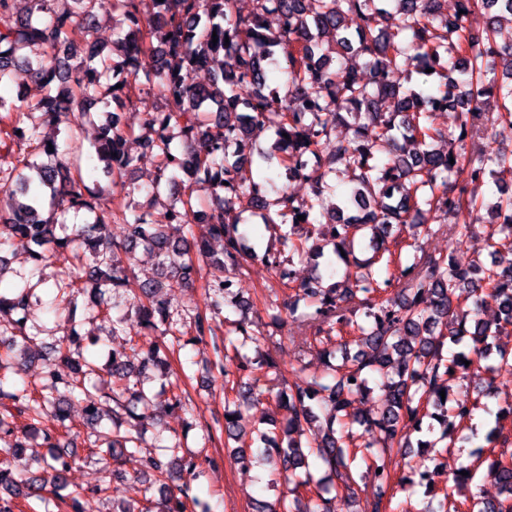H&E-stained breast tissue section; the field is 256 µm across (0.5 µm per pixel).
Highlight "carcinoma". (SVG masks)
<instances>
[{"instance_id":"1","label":"carcinoma","mask_w":512,"mask_h":512,"mask_svg":"<svg viewBox=\"0 0 512 512\" xmlns=\"http://www.w3.org/2000/svg\"><path fill=\"white\" fill-rule=\"evenodd\" d=\"M389 1L396 3L393 12L387 9ZM47 2L30 0L27 17L19 18L12 0H0V85L22 80L45 88L44 97L26 108L0 92V123L17 139L48 154L49 142L38 139L41 127L56 124L63 113L75 112L77 119L89 120L87 109L120 99L116 85L142 73L148 86L158 88L162 105L146 112L140 135L125 130L107 113L102 123L105 136L96 147L98 160L121 178L140 157L151 155L159 160L162 172H172L168 182H176L175 172L180 171L190 184L181 187L180 205L158 215L127 206L99 212L81 173L31 162L27 155L0 160V195L9 191L13 173L22 184L21 191L12 194L11 211L0 210V251L23 250L34 276L46 266L50 249L66 248L77 239L86 243L92 258L74 253V272L58 288L79 290L87 282L101 293L123 288L137 303L140 328L155 336L173 333L171 301L178 290L197 281L196 258L210 259L206 297L218 311L226 301L241 309L249 306L237 296L236 283L224 277L229 266L241 270L259 258L288 288L293 283L288 265L294 259L319 257L327 246L342 256L344 287L324 288L317 281L298 286L302 298L314 307L300 318L313 329L309 347L351 330L358 350L352 354L344 349L339 357L326 350V373L306 374L291 385L284 380L276 384V402L286 416L278 433L261 431L259 440L266 445L262 461L282 475L290 489L273 503L258 505L256 512H323L319 502L335 486L315 479L312 456L340 476L350 498L355 459H371V468L381 469L374 477L391 483L384 458L411 447L407 433L422 431L424 419L438 422L440 440L454 442L471 422L475 405L449 409L440 392L471 371L493 370L481 361L489 358L497 336L512 329V267L475 260L463 268L417 246L399 278L380 280L372 268L394 262L393 257H384L388 249L380 246L391 229L413 225L423 213L456 215L461 223L449 226V231L461 240L468 237L480 221L484 203L467 195V184L512 172V153L475 160L466 151L467 139L485 127L491 99L498 108L495 122L512 129V46L497 41L501 21H512V0H455L451 12L444 7L445 0H253L248 16L240 15L236 0H156V11L149 16L140 13V0H73V11L51 15ZM478 7L490 14L485 30L475 34L468 20ZM107 8L122 16L128 31L98 62L102 50L95 21ZM353 16L354 28L349 24ZM155 37L159 48L154 46ZM277 47L287 62L288 92L283 96L269 86L264 67L267 60L276 62ZM410 52L417 74L431 68L444 79L436 92L390 80L398 60ZM220 54V74L201 85L184 83L183 70H205ZM499 63L503 71L498 80L492 74ZM384 99L393 100L396 109L381 111L379 102ZM448 109L458 111L455 133L434 124L435 113ZM338 125L347 126L352 136L336 140L332 153L325 156L323 148ZM267 129L276 136L272 151L253 152L252 135ZM377 152L386 153L388 160L373 163ZM256 155L264 162L278 158L286 177L307 184L310 194L298 199L281 188L270 200L259 184L245 186L242 169L253 164ZM344 174L352 176L355 186L345 206L330 208L326 202L331 181ZM199 184L210 190L200 215L192 202V186ZM42 189L49 190L53 213L85 210L94 221L75 226L70 235H57L64 220L43 218ZM498 192L496 221L486 226L485 236L486 246L495 253L500 248L512 250V189L500 187ZM238 206L259 212L265 225L278 229L288 254L260 256L245 246L238 224L225 223V216ZM299 215L305 220H298ZM116 219L127 229L119 241L108 234V224ZM171 224H196L200 229L172 239L165 232ZM366 229L371 231L372 255L348 261L357 233ZM215 238L224 239L220 257L211 250ZM140 245L159 259V280L137 284L131 279L124 259ZM402 277L404 287L389 293ZM359 292L365 294L360 300L365 308L361 323L347 308ZM487 293L499 300V314L491 325L479 318ZM33 296L28 283L9 297L0 295V313L21 314L11 322L18 333L11 335L10 349L0 354V361L11 357L18 344L35 340L22 323ZM233 332L243 337L241 346L254 345L255 355L235 346L237 372L227 369L226 354L213 367L224 388L233 392L225 404L224 433L239 441V418L254 405V386L275 364L261 353L263 337L251 335L246 320L234 321ZM447 341L459 350L445 356ZM48 349L50 358L39 380L18 388L5 385L0 376V404L17 408L30 420L29 430L21 434L12 416L0 413V490L34 498L46 507L52 504L59 512L69 503L72 512H78L84 493L100 496L107 488L97 485L86 492L61 494L67 488L65 474L77 459V436L66 425L68 400L70 393L80 391L88 401V423L100 426L95 399L100 368L84 356L77 335ZM112 357L111 426L97 431L91 453L116 458L138 448L140 424L152 397L140 380H131L130 364L119 354ZM464 359L470 364L462 363ZM142 365L156 368L163 377L171 369L152 342L143 349ZM377 377L384 391L377 415L345 421L352 400L372 393L370 381ZM320 418L325 428L321 440L302 442L304 426ZM31 439H40L51 449L46 463L52 472L50 482L16 464ZM180 447L176 440L143 459L144 472L163 489L164 512H190L199 505L189 490L201 464L173 454ZM486 461V475L508 497L484 501L477 512H512V461L493 454ZM49 483L52 500L44 496ZM311 487L317 501L304 504L303 491Z\"/></svg>"}]
</instances>
